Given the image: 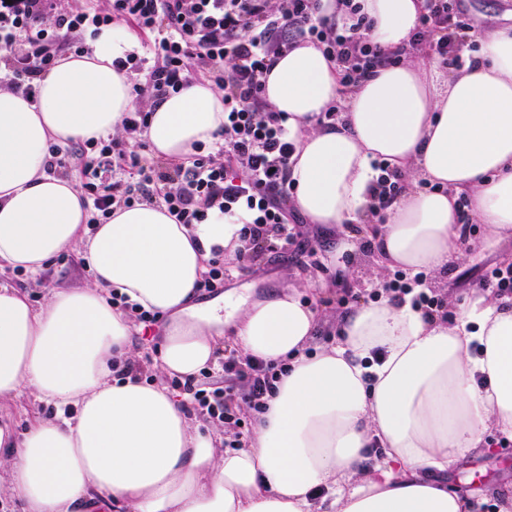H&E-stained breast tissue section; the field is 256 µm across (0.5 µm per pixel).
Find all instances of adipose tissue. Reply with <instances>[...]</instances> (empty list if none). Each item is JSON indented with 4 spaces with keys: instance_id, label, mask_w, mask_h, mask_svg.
<instances>
[{
    "instance_id": "obj_1",
    "label": "adipose tissue",
    "mask_w": 512,
    "mask_h": 512,
    "mask_svg": "<svg viewBox=\"0 0 512 512\" xmlns=\"http://www.w3.org/2000/svg\"><path fill=\"white\" fill-rule=\"evenodd\" d=\"M423 4L361 0L399 64L345 93L336 62L301 42L267 72L264 97L295 135L292 206L313 224L358 221L372 163L387 161L409 180L378 236L382 259L438 274L464 256L460 200L484 225L483 246L512 240V28L448 69L409 51ZM131 47L123 28H106L89 53L37 77L34 97L0 89V268L36 273L74 250L94 275L39 308L0 285V401L29 389L76 408L33 418L19 438L0 426V489L23 512H87L97 498L125 512H477L438 475L487 433L512 439V299L480 296L449 321L390 299L355 304L340 343L312 353L318 312L295 288L199 304L214 253L240 245L238 218L214 210L188 226L140 204L92 226L75 178L47 171L49 144L115 134L135 110L112 65ZM340 99L342 122L319 124ZM223 130V92L194 81L152 106L147 138L154 156L182 162ZM420 178L435 190L418 191ZM115 291L169 316L160 372L196 376L228 335L245 358L287 361L245 447L220 448L165 387L115 376L137 355ZM375 442L384 457L373 465Z\"/></svg>"
}]
</instances>
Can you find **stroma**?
<instances>
[{
	"label": "stroma",
	"mask_w": 512,
	"mask_h": 512,
	"mask_svg": "<svg viewBox=\"0 0 512 512\" xmlns=\"http://www.w3.org/2000/svg\"><path fill=\"white\" fill-rule=\"evenodd\" d=\"M462 9L468 14L477 37L512 27V0H463ZM302 238L314 249L312 257L294 260L266 261L257 257L254 264L243 265L239 259H225L231 271L223 287L208 292L199 291L200 300L223 297L228 292H248L260 297L288 286L300 289L303 303L317 308L319 320L312 338L313 346L336 343L340 338V318L344 311L338 299L344 291H359L391 279L394 269L382 268L378 251L362 253L357 242L341 238V226L302 224ZM483 236L482 225H472L469 240L473 247L463 261L452 264L433 281L432 288L445 303L446 311L469 304L483 289L488 270L512 264V241L483 252L475 245ZM93 280L77 252L69 251L52 259L38 274L0 270V283L25 290L34 307H42L50 291L57 288L82 287ZM164 324L150 329H138L135 334L138 363L142 377L167 385L169 378L158 374L155 364L160 355ZM59 407L50 401L25 392L19 398L0 402V424L9 427L14 435H22L32 414L46 419L58 416ZM449 488L473 496L480 512H500L502 504L512 497V440L494 434L489 447L457 459L444 476Z\"/></svg>",
	"instance_id": "35a3bbf8"
}]
</instances>
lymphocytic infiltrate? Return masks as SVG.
<instances>
[{
  "instance_id": "f902f5d3",
  "label": "lymphocytic infiltrate",
  "mask_w": 512,
  "mask_h": 512,
  "mask_svg": "<svg viewBox=\"0 0 512 512\" xmlns=\"http://www.w3.org/2000/svg\"><path fill=\"white\" fill-rule=\"evenodd\" d=\"M58 2L0 0V54L10 62V90L32 96L34 78L49 71L61 52L85 53L86 35L124 20L149 37L144 54L132 52L116 62L118 70L135 73L137 100H162L198 75L224 92V134L210 152L195 154L191 165L170 167L141 156L150 116L141 105L124 118L119 136L78 149L92 223H101L115 207L135 203L165 206L181 224L203 223L213 209L241 210L248 215L238 252L243 262L262 254L285 255L301 235L288 215L295 141L286 113L264 97L263 77L275 60L301 40L317 41L337 62L346 88L376 67L401 60L372 41V22L357 0H335L337 11L350 17L346 24L329 14L324 0H111L106 13L91 0L67 11ZM474 42V28L454 0H425L412 39L417 51L458 68ZM377 169L370 214L381 224L405 185L389 165ZM432 278L425 269L411 277L400 272L382 290L395 297L412 295L414 308L434 316L443 302L426 291ZM221 370V388L200 389L178 378L173 385L193 409L237 429L240 405L262 411L277 374L265 362L232 354L225 355Z\"/></svg>"
}]
</instances>
